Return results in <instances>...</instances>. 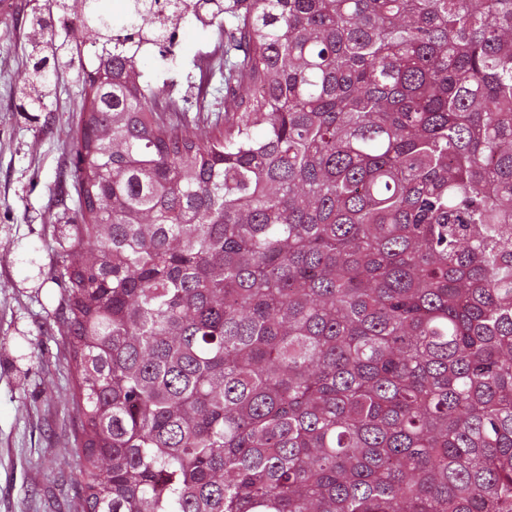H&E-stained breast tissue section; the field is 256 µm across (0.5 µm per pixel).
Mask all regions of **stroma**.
I'll use <instances>...</instances> for the list:
<instances>
[{"instance_id":"stroma-1","label":"stroma","mask_w":512,"mask_h":512,"mask_svg":"<svg viewBox=\"0 0 512 512\" xmlns=\"http://www.w3.org/2000/svg\"><path fill=\"white\" fill-rule=\"evenodd\" d=\"M48 0H0V512H72L69 480L80 421L54 318L65 282L60 255L76 223L70 149L82 84L60 68L36 110L21 89L31 67L33 15ZM224 54L195 22L179 29L176 60L140 61L145 80L193 76L211 111L222 109Z\"/></svg>"}]
</instances>
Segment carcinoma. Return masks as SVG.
I'll list each match as a JSON object with an SVG mask.
<instances>
[{
  "label": "carcinoma",
  "mask_w": 512,
  "mask_h": 512,
  "mask_svg": "<svg viewBox=\"0 0 512 512\" xmlns=\"http://www.w3.org/2000/svg\"><path fill=\"white\" fill-rule=\"evenodd\" d=\"M157 2L71 21L74 512H512V0ZM215 48V42L195 22L185 21L179 29L175 62H163L157 54L148 53L141 59L140 69L144 79L152 82H161L171 75L177 76L181 81L180 89L182 93L186 91L189 101L193 100L195 89L194 84L192 88L187 87L186 76L193 75L196 85L201 86L203 93H208L210 110L222 111L224 89L221 70L224 71V51L216 49L214 52ZM196 62L201 68L194 69Z\"/></svg>",
  "instance_id": "carcinoma-1"
}]
</instances>
